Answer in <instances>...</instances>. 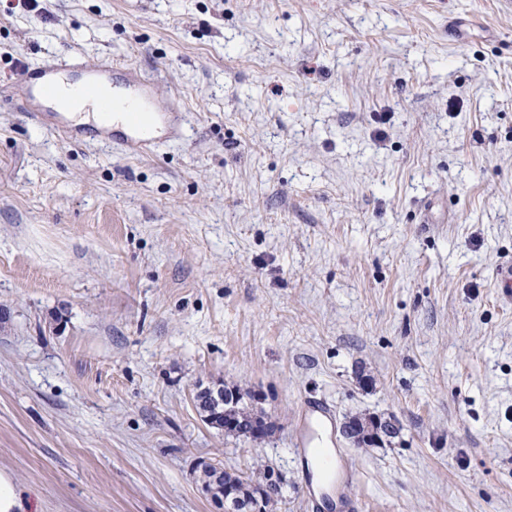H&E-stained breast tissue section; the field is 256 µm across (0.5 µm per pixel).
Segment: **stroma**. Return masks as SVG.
<instances>
[{"label": "stroma", "mask_w": 512, "mask_h": 512, "mask_svg": "<svg viewBox=\"0 0 512 512\" xmlns=\"http://www.w3.org/2000/svg\"><path fill=\"white\" fill-rule=\"evenodd\" d=\"M124 63L185 135L146 159L22 109L21 67ZM512 0H0V468L31 512H219L197 463L311 512H512ZM238 384L276 429L211 427ZM396 436L358 447L354 415ZM300 420L302 424V433L297 443V454L305 459L308 456L310 446H314L317 429L321 425H325L328 421L331 425L332 433V413L328 405L319 402H305Z\"/></svg>", "instance_id": "35a3bbf8"}]
</instances>
